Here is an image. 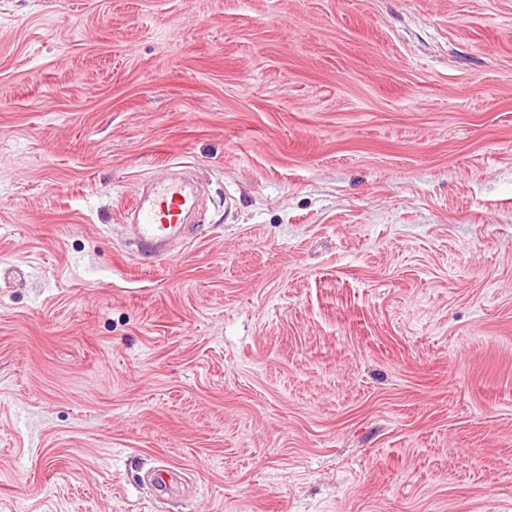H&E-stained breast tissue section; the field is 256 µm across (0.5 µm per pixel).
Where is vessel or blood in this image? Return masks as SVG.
Returning <instances> with one entry per match:
<instances>
[{"instance_id":"1","label":"vessel or blood","mask_w":512,"mask_h":512,"mask_svg":"<svg viewBox=\"0 0 512 512\" xmlns=\"http://www.w3.org/2000/svg\"><path fill=\"white\" fill-rule=\"evenodd\" d=\"M197 205L198 194L185 178L175 176L149 183L124 212L131 220L136 256L164 255L173 239L188 236L186 218Z\"/></svg>"}]
</instances>
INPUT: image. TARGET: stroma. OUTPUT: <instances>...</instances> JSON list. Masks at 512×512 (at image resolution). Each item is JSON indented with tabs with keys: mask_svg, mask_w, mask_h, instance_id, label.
<instances>
[{
	"mask_svg": "<svg viewBox=\"0 0 512 512\" xmlns=\"http://www.w3.org/2000/svg\"><path fill=\"white\" fill-rule=\"evenodd\" d=\"M0 512H512V0H0ZM198 194L185 178L150 182L124 212L130 217L131 242L137 257L164 256L176 237H187V216L196 209Z\"/></svg>",
	"mask_w": 512,
	"mask_h": 512,
	"instance_id": "35a3bbf8",
	"label": "stroma"
}]
</instances>
